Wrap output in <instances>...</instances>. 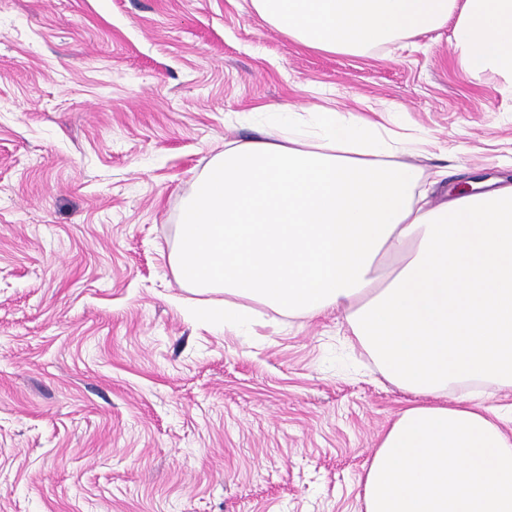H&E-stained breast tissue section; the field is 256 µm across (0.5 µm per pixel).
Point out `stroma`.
I'll return each instance as SVG.
<instances>
[{"label":"stroma","instance_id":"1","mask_svg":"<svg viewBox=\"0 0 512 512\" xmlns=\"http://www.w3.org/2000/svg\"><path fill=\"white\" fill-rule=\"evenodd\" d=\"M292 105L367 114L412 163L512 180V84L444 26L364 55L288 41L244 0H0V512H364L410 399L342 313H187L184 200Z\"/></svg>","mask_w":512,"mask_h":512}]
</instances>
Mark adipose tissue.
Returning a JSON list of instances; mask_svg holds the SVG:
<instances>
[{
	"label": "adipose tissue",
	"instance_id": "1",
	"mask_svg": "<svg viewBox=\"0 0 512 512\" xmlns=\"http://www.w3.org/2000/svg\"><path fill=\"white\" fill-rule=\"evenodd\" d=\"M288 40L371 49L452 24L465 72L512 83V0H249ZM215 156L196 178L171 258L199 320L236 328L248 303L344 314L354 341L413 394L379 439L366 512H512V184L433 199L418 142L317 107ZM461 390L448 403L449 390Z\"/></svg>",
	"mask_w": 512,
	"mask_h": 512
}]
</instances>
